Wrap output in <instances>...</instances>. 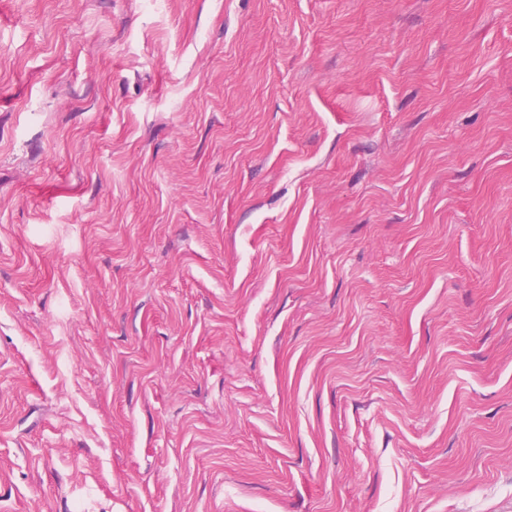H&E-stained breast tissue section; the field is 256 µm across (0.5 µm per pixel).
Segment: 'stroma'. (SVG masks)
Here are the masks:
<instances>
[{
  "label": "stroma",
  "instance_id": "stroma-1",
  "mask_svg": "<svg viewBox=\"0 0 512 512\" xmlns=\"http://www.w3.org/2000/svg\"><path fill=\"white\" fill-rule=\"evenodd\" d=\"M0 512H512V0H0Z\"/></svg>",
  "mask_w": 512,
  "mask_h": 512
}]
</instances>
